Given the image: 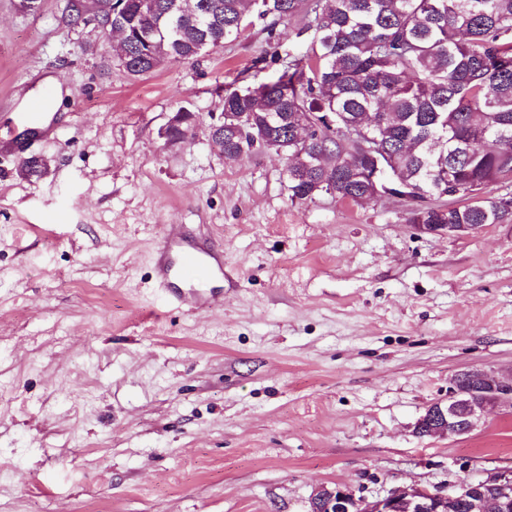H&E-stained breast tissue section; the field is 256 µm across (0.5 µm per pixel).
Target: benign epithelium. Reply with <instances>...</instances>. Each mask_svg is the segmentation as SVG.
<instances>
[{"mask_svg":"<svg viewBox=\"0 0 512 512\" xmlns=\"http://www.w3.org/2000/svg\"><path fill=\"white\" fill-rule=\"evenodd\" d=\"M415 228L460 238L478 232L482 225L417 224ZM506 409L512 410V375L469 369L453 379L446 399L426 409L414 432L420 438L461 436L477 428L489 413ZM459 504L467 505L470 512H512V468L484 479L463 480L450 493L408 485L370 500L339 486H321L311 497L310 512H451Z\"/></svg>","mask_w":512,"mask_h":512,"instance_id":"7a95c632","label":"benign epithelium"}]
</instances>
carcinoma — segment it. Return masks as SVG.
<instances>
[{"instance_id": "obj_1", "label": "carcinoma", "mask_w": 512, "mask_h": 512, "mask_svg": "<svg viewBox=\"0 0 512 512\" xmlns=\"http://www.w3.org/2000/svg\"><path fill=\"white\" fill-rule=\"evenodd\" d=\"M103 29L126 30L125 72L181 62L234 40L256 20L298 18L311 52L275 80L224 92V152L286 161L291 200L333 189L358 204L409 200V223L501 224L495 200L512 171V0H96ZM68 22L87 5L69 0ZM247 113L239 127L227 114ZM185 121L169 129L182 143ZM487 189L489 197L469 202Z\"/></svg>"}]
</instances>
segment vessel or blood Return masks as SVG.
Here are the masks:
<instances>
[{"mask_svg":"<svg viewBox=\"0 0 512 512\" xmlns=\"http://www.w3.org/2000/svg\"><path fill=\"white\" fill-rule=\"evenodd\" d=\"M189 268L223 279L224 253L216 248L188 244L180 225H170L157 240L156 274L160 287L165 288L170 302L194 310L214 308V301L179 286L180 277Z\"/></svg>","mask_w":512,"mask_h":512,"instance_id":"1","label":"vessel or blood"}]
</instances>
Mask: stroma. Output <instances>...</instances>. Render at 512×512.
<instances>
[{"label":"stroma","mask_w":512,"mask_h":512,"mask_svg":"<svg viewBox=\"0 0 512 512\" xmlns=\"http://www.w3.org/2000/svg\"><path fill=\"white\" fill-rule=\"evenodd\" d=\"M67 2L0 0V125L71 91L49 131L0 141V512H309L323 485L512 468V411L414 432L461 371L512 372V223L421 233L400 200L298 203L281 158L220 157L210 113L309 51L298 20L133 78ZM182 106L200 123L172 152ZM168 224L223 247L220 307L168 303Z\"/></svg>","instance_id":"obj_1"}]
</instances>
